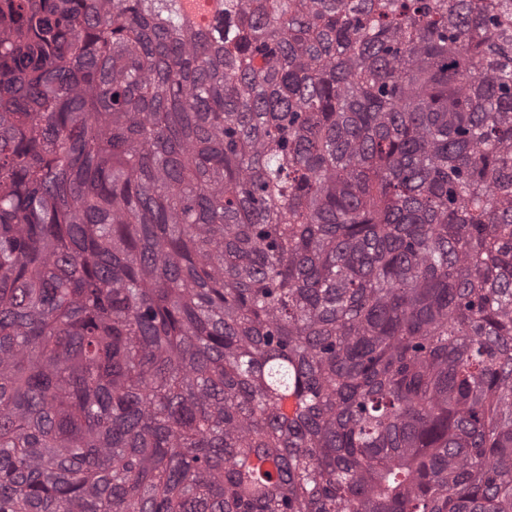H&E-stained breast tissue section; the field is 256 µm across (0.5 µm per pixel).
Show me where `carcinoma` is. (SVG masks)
<instances>
[{
    "instance_id": "cac0c4a2",
    "label": "carcinoma",
    "mask_w": 512,
    "mask_h": 512,
    "mask_svg": "<svg viewBox=\"0 0 512 512\" xmlns=\"http://www.w3.org/2000/svg\"><path fill=\"white\" fill-rule=\"evenodd\" d=\"M0 0V512H512V0Z\"/></svg>"
}]
</instances>
